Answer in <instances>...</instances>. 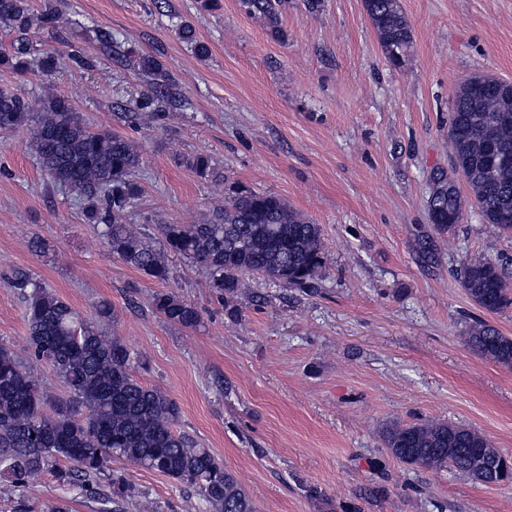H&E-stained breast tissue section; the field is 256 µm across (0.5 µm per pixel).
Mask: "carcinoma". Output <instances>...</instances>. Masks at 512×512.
Here are the masks:
<instances>
[{
    "mask_svg": "<svg viewBox=\"0 0 512 512\" xmlns=\"http://www.w3.org/2000/svg\"><path fill=\"white\" fill-rule=\"evenodd\" d=\"M282 0H241L247 15L259 20L272 38L282 40ZM381 50L402 65L412 46V30L399 0H364ZM28 0H0V27L32 24ZM180 39L208 55L192 25L178 29ZM29 51L21 46L0 55V66L23 74L30 68ZM135 69L155 76L160 64L136 56ZM506 81L475 77L456 91L448 124L452 173L436 172L428 199L431 223L455 231L462 220L464 199L454 181L460 175L470 189L485 223L502 235L512 233V164L493 165L491 145L512 149V119L500 114L512 105ZM140 109L163 111L158 90L142 94ZM25 128L28 146L45 175L79 193L87 201L86 217L127 266L158 280L169 277V258L180 256L207 273L210 287L234 294L244 277L260 273L287 288L313 291L323 276L324 242L320 225L271 193L249 192L224 199L194 224H162V243L154 246L141 228L126 221L139 187L132 175L140 163L136 142L109 130L88 127L70 103L48 86L31 99L0 91V130ZM186 165L199 177L211 170L210 159L196 154ZM462 286L469 298L489 313L512 307V278L502 263L490 258L468 262ZM15 287L25 302L29 366L0 345V478L24 486L37 473L55 471L68 482L84 486L105 474L112 459L182 482L206 499L214 512H257V508L211 451L176 428L179 407L164 392L142 384L134 375L131 354L120 338L88 323L56 293L21 274ZM153 306L169 324L189 329L200 321L194 304L173 291H160ZM466 342L485 358L512 366V336L479 320ZM52 367L64 396L50 399L37 366ZM391 455L406 465L429 469L451 467L477 483L512 481V460L486 436L466 427L429 420L413 425L392 423L383 431ZM66 463L69 468L59 469Z\"/></svg>",
    "mask_w": 512,
    "mask_h": 512,
    "instance_id": "1",
    "label": "carcinoma"
}]
</instances>
